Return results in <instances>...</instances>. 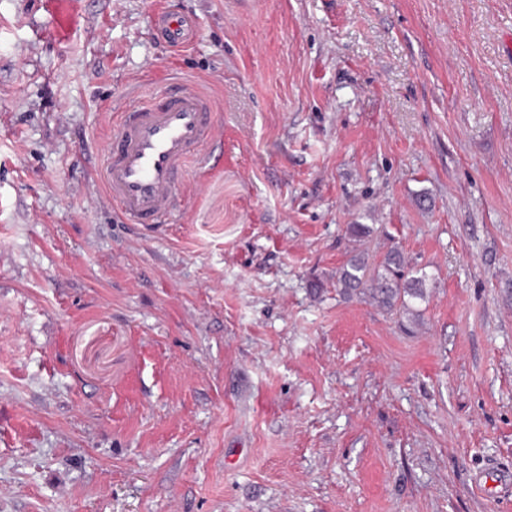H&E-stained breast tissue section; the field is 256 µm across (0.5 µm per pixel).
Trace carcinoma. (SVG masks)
Returning <instances> with one entry per match:
<instances>
[{"label": "carcinoma", "mask_w": 512, "mask_h": 512, "mask_svg": "<svg viewBox=\"0 0 512 512\" xmlns=\"http://www.w3.org/2000/svg\"><path fill=\"white\" fill-rule=\"evenodd\" d=\"M428 273L408 267L403 252L393 248L376 266L362 254L351 256L336 275V287L346 295L360 294L377 306L413 312L414 304L426 297Z\"/></svg>", "instance_id": "cac0c4a2"}]
</instances>
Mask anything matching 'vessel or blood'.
<instances>
[{
	"label": "vessel or blood",
	"instance_id": "vessel-or-blood-1",
	"mask_svg": "<svg viewBox=\"0 0 512 512\" xmlns=\"http://www.w3.org/2000/svg\"><path fill=\"white\" fill-rule=\"evenodd\" d=\"M154 24L174 48L191 44L197 35L191 20L167 11L155 14ZM215 112L214 100L190 82L123 111L102 171L121 220L151 226L174 217L184 169L199 153H206L212 170H223L230 155Z\"/></svg>",
	"mask_w": 512,
	"mask_h": 512
}]
</instances>
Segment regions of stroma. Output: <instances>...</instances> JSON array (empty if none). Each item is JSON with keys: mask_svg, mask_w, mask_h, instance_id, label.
Returning <instances> with one entry per match:
<instances>
[{"mask_svg": "<svg viewBox=\"0 0 512 512\" xmlns=\"http://www.w3.org/2000/svg\"><path fill=\"white\" fill-rule=\"evenodd\" d=\"M69 12L0 0V512H512V0ZM178 80L231 160L123 223L115 114ZM395 246L414 319L334 285ZM154 24L161 37L173 48L191 44L197 35L191 20L168 11L155 14Z\"/></svg>", "mask_w": 512, "mask_h": 512, "instance_id": "1", "label": "stroma"}]
</instances>
